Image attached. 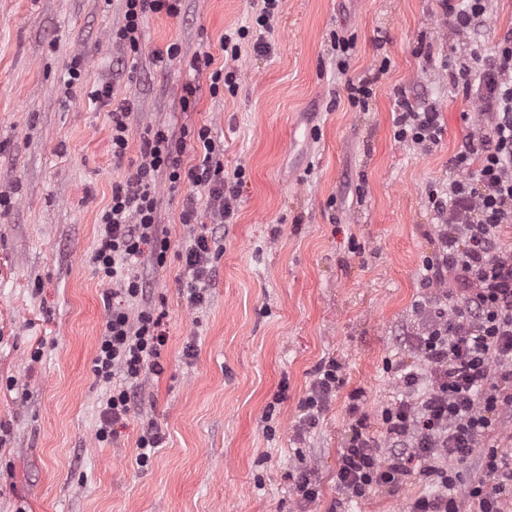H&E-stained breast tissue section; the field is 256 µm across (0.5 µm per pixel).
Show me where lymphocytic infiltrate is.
<instances>
[{"label":"lymphocytic infiltrate","instance_id":"obj_1","mask_svg":"<svg viewBox=\"0 0 512 512\" xmlns=\"http://www.w3.org/2000/svg\"><path fill=\"white\" fill-rule=\"evenodd\" d=\"M124 23L112 34L117 45L138 53L143 24L152 14L179 15L182 0H123ZM478 112V122L450 160L457 175L443 196L431 203L438 219L437 249L424 265L421 285L435 291L418 303L420 323L409 339L419 369L402 371L409 398L387 406L381 415L387 442L356 434L342 449L336 481L348 499L366 497L375 487H395L420 472L438 487L415 498L410 512H458L454 491L460 472L445 460L464 459L483 449L485 477L471 480L468 493L477 512H512V450L488 445L496 419L512 407V253L504 251V230L512 224V30L492 49L468 42L448 71ZM394 137L430 149L444 132L434 106L414 107L397 100ZM199 149L196 164L185 165L187 142ZM170 194L183 184L204 189L210 224L198 221L194 201H186L179 220L192 231L185 249L183 295L189 306L203 304L215 282L214 225L231 218L239 184L224 178V166L207 127L183 128L173 135L164 127L146 129L140 161L125 181L113 183L112 200L99 216L95 268L115 285L112 307L93 360V371L114 387L105 401L98 441H107L114 424L126 417L135 388L149 375L161 374L166 343L164 312L144 307L130 316L127 301L147 293L129 268L143 256L163 264L169 249L157 218L159 178ZM340 364H321L303 402V428L314 427L341 384ZM122 383H115V376Z\"/></svg>","mask_w":512,"mask_h":512}]
</instances>
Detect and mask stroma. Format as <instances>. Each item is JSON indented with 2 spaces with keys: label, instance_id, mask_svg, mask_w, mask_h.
<instances>
[{
  "label": "stroma",
  "instance_id": "1",
  "mask_svg": "<svg viewBox=\"0 0 512 512\" xmlns=\"http://www.w3.org/2000/svg\"><path fill=\"white\" fill-rule=\"evenodd\" d=\"M255 0H183L180 16L150 15L135 59L112 43L121 0H0V512H407L434 485L419 475L347 499L338 458L352 435L349 395L362 391L366 432L400 399L404 334L415 319L423 262L436 250L430 198L472 127V107L448 85L464 43L485 47L512 29V0L486 22L447 23L439 0H284L268 33ZM244 29L235 92H211L224 34ZM353 38L346 74L333 34ZM263 35L269 49L253 43ZM181 53L156 61L170 44ZM213 66L195 72L191 58ZM82 78L65 88L72 67ZM374 81L351 105L346 79ZM111 97L93 101V86ZM196 105L185 111L186 83ZM436 105L445 130L423 151L395 140L394 100ZM131 102L123 162L109 113ZM208 126L225 176L242 170L230 223L216 226L218 271L206 302L182 295L190 230L179 221L192 186L158 189L170 243L163 266L141 265L164 310V371L149 376L108 442L96 438L110 391L93 359L112 305L90 261L113 183L134 172L147 127ZM341 365L342 384L316 428L297 437L316 367ZM163 433L136 462L147 423ZM320 483L304 503L293 474Z\"/></svg>",
  "mask_w": 512,
  "mask_h": 512
}]
</instances>
